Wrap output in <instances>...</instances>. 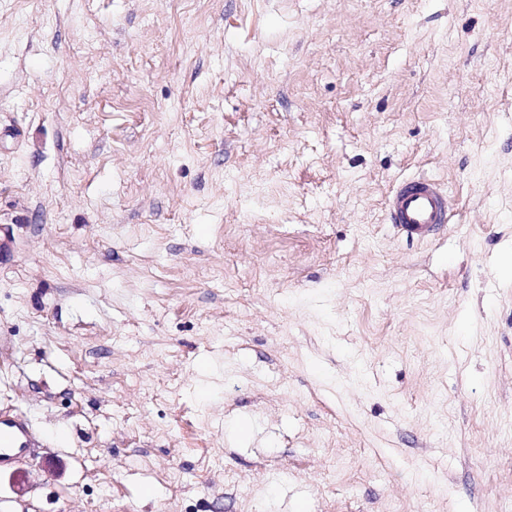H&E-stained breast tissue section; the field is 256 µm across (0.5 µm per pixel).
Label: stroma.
<instances>
[{
	"label": "stroma",
	"instance_id": "obj_1",
	"mask_svg": "<svg viewBox=\"0 0 512 512\" xmlns=\"http://www.w3.org/2000/svg\"><path fill=\"white\" fill-rule=\"evenodd\" d=\"M0 410V512H512V0H0ZM387 221L407 241H426L450 216L448 191L428 177L402 180L386 204ZM37 441L28 419L15 412L0 411V471L11 470L36 455Z\"/></svg>",
	"mask_w": 512,
	"mask_h": 512
}]
</instances>
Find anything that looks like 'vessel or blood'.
<instances>
[{
  "label": "vessel or blood",
  "instance_id": "1",
  "mask_svg": "<svg viewBox=\"0 0 512 512\" xmlns=\"http://www.w3.org/2000/svg\"><path fill=\"white\" fill-rule=\"evenodd\" d=\"M386 208L388 223L411 242L428 240L439 225L448 223L450 216L447 189L428 177L402 180L392 189ZM36 445V436L25 416L0 411V471L34 457Z\"/></svg>",
  "mask_w": 512,
  "mask_h": 512
}]
</instances>
